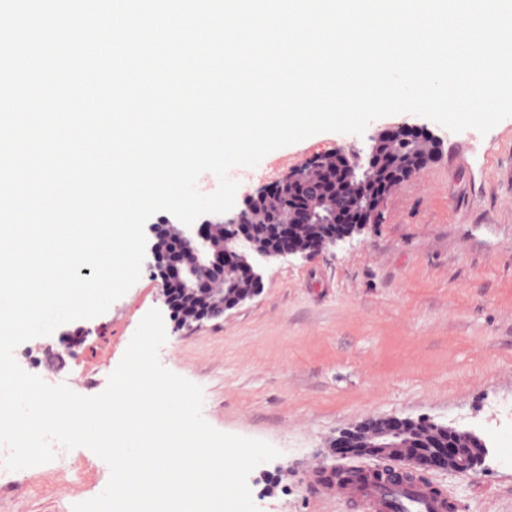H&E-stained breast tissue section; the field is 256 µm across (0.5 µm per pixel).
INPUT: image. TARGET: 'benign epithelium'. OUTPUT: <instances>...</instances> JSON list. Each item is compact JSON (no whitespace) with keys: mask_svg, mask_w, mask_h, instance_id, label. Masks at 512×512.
Instances as JSON below:
<instances>
[{"mask_svg":"<svg viewBox=\"0 0 512 512\" xmlns=\"http://www.w3.org/2000/svg\"><path fill=\"white\" fill-rule=\"evenodd\" d=\"M420 140L442 146V141L425 128L400 123L376 132L371 139L392 138ZM335 163L343 166L368 167V151L336 149L317 155L305 163L294 166L281 176L263 182L247 196L244 207L224 216H212L191 226L174 225L167 220L149 225L146 239L145 264L152 277L161 284L164 302L171 317L181 326L224 315L253 298L258 290L249 294L224 298V279L217 267L224 260L213 250L216 225L224 224L242 230L248 223V214L258 204H268L281 197L289 188L302 185L323 167ZM355 224L342 232H328L321 237L301 243L291 237L270 249L252 241L249 253L233 255L245 267L248 276L262 284L263 264L296 256H308L324 247H337L339 243L362 230ZM415 421L407 418L385 417L371 420L341 432L333 441L336 456L342 458L372 457L394 463L395 475H424L431 470H452L468 475L477 472L486 449L469 443L470 434L447 425L430 423L432 430L448 433L446 448H418L414 442Z\"/></svg>","mask_w":512,"mask_h":512,"instance_id":"1","label":"benign epithelium"}]
</instances>
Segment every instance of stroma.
<instances>
[{
  "label": "stroma",
  "instance_id": "1",
  "mask_svg": "<svg viewBox=\"0 0 512 512\" xmlns=\"http://www.w3.org/2000/svg\"><path fill=\"white\" fill-rule=\"evenodd\" d=\"M407 122L444 141L438 159L387 193L376 223L342 246L269 264L257 296L198 326L165 318L158 357L203 390L215 429L266 441L279 457L248 476L258 512H363L323 469H378L339 458V431L372 418H427L476 433L487 455L471 477L427 480L456 512H512V118L487 133ZM364 137L321 132L278 149L273 175ZM149 271L109 309L20 344L18 364L47 384L102 392L143 316L163 308ZM108 465L78 447L0 477V512H73L98 496Z\"/></svg>",
  "mask_w": 512,
  "mask_h": 512
}]
</instances>
